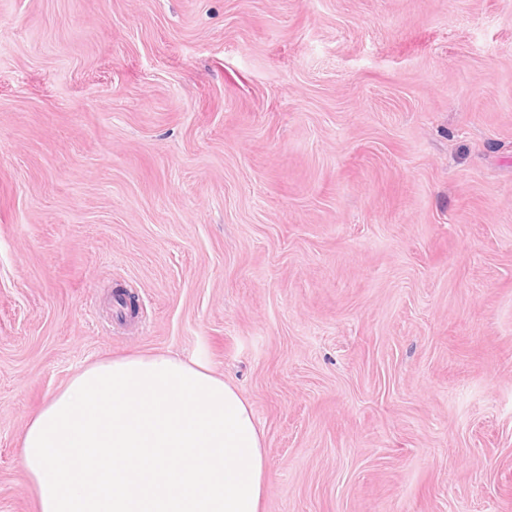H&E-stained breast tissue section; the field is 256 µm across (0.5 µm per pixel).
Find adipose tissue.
<instances>
[{
  "instance_id": "ef3b65f1",
  "label": "adipose tissue",
  "mask_w": 512,
  "mask_h": 512,
  "mask_svg": "<svg viewBox=\"0 0 512 512\" xmlns=\"http://www.w3.org/2000/svg\"><path fill=\"white\" fill-rule=\"evenodd\" d=\"M38 512H259L266 442L251 404L197 360L95 362L20 438Z\"/></svg>"
}]
</instances>
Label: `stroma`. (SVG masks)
I'll return each mask as SVG.
<instances>
[{
  "instance_id": "35a3bbf8",
  "label": "stroma",
  "mask_w": 512,
  "mask_h": 512,
  "mask_svg": "<svg viewBox=\"0 0 512 512\" xmlns=\"http://www.w3.org/2000/svg\"><path fill=\"white\" fill-rule=\"evenodd\" d=\"M169 351L260 512H512V0H0V512L50 395Z\"/></svg>"
}]
</instances>
